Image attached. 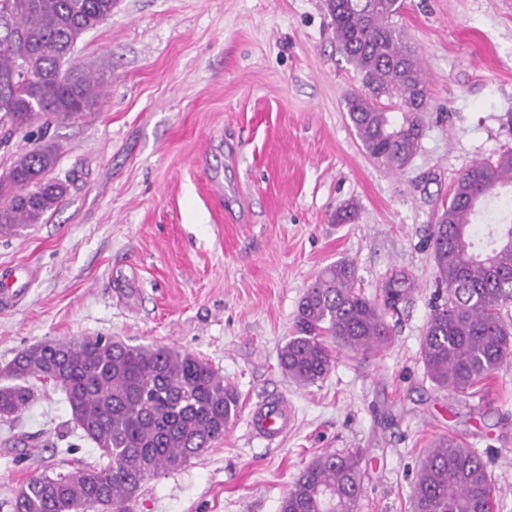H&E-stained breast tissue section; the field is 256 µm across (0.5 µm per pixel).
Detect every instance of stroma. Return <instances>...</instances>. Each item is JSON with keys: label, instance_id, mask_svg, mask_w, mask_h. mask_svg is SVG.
Here are the masks:
<instances>
[{"label": "stroma", "instance_id": "obj_1", "mask_svg": "<svg viewBox=\"0 0 512 512\" xmlns=\"http://www.w3.org/2000/svg\"><path fill=\"white\" fill-rule=\"evenodd\" d=\"M397 22L431 90L420 147L399 173L372 160L348 119L361 78L324 0H117L65 64L103 79L75 122L0 146L53 142L65 201L41 224L0 236V269L25 298L0 309V368L45 340L111 336L193 353L223 375L241 411L223 438L147 480L133 512H279L327 450L363 456L361 512H409L426 452L454 436L478 449L512 512V364L486 390L437 389L419 354L437 289L429 235L456 178L512 146V0H405ZM351 203L355 220L336 224ZM352 261L372 296L405 279L383 355L340 353L300 387L278 353L308 286ZM0 419V512L30 476L101 462L60 387ZM288 400L274 444L252 431L257 404Z\"/></svg>", "mask_w": 512, "mask_h": 512}]
</instances>
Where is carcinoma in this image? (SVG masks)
<instances>
[{"instance_id":"obj_1","label":"carcinoma","mask_w":512,"mask_h":512,"mask_svg":"<svg viewBox=\"0 0 512 512\" xmlns=\"http://www.w3.org/2000/svg\"><path fill=\"white\" fill-rule=\"evenodd\" d=\"M117 0H0V145L40 120H77L98 106V78L62 68L76 41L112 16ZM404 0H325L336 40L362 77L349 119L368 156L404 169L424 132L430 90L418 55L395 18ZM58 149L20 153L0 178V235H11L64 201L48 178ZM512 186V147L458 177L430 237L441 292L431 304L420 358L437 387L473 394L512 363V219L473 220L500 188ZM354 263L326 267L306 289L281 370L307 387L323 380L334 353L364 358L388 349L386 320L406 289L390 283L382 302L355 289ZM67 396L71 416L105 463L28 478L13 512H130L144 482L175 471L224 437L240 411L237 390L207 361L173 347L133 346L110 336L48 340L20 351L0 371V418L32 401L30 379ZM362 458L325 452L298 474L279 512H361ZM500 489L483 456L462 440H441L422 461L411 512H494Z\"/></svg>"}]
</instances>
